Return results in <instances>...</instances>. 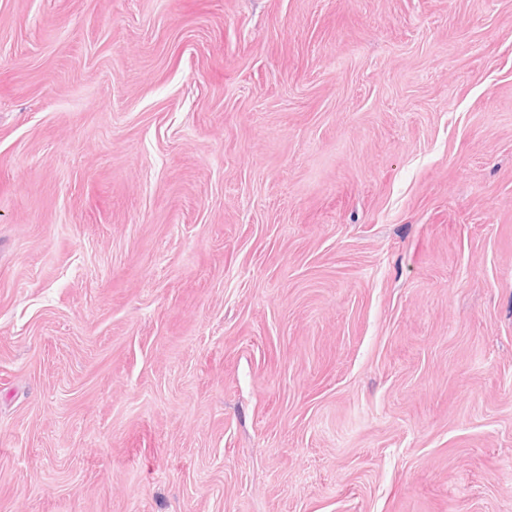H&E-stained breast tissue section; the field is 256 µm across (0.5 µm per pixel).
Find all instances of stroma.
Listing matches in <instances>:
<instances>
[{"instance_id":"35a3bbf8","label":"stroma","mask_w":512,"mask_h":512,"mask_svg":"<svg viewBox=\"0 0 512 512\" xmlns=\"http://www.w3.org/2000/svg\"><path fill=\"white\" fill-rule=\"evenodd\" d=\"M0 512H512V0H0Z\"/></svg>"}]
</instances>
